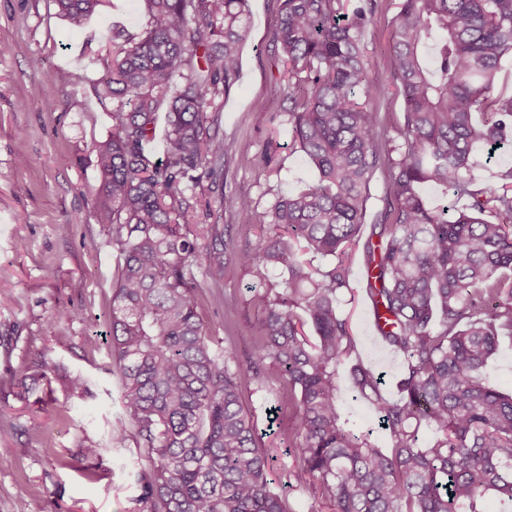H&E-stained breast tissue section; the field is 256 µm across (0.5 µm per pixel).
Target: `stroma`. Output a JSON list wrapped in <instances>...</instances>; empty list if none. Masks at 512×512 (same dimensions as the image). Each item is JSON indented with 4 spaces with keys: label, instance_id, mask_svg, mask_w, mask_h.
Masks as SVG:
<instances>
[{
    "label": "stroma",
    "instance_id": "obj_1",
    "mask_svg": "<svg viewBox=\"0 0 512 512\" xmlns=\"http://www.w3.org/2000/svg\"><path fill=\"white\" fill-rule=\"evenodd\" d=\"M378 3L367 60L371 76L386 88L379 112L392 127L404 110L390 63L400 0ZM279 4L248 0L240 76L220 114L224 186L205 181L196 189L215 206L225 196L252 199L248 213L222 206L224 233L241 245L278 196L316 177L288 124L286 79L274 45ZM116 22L140 33L146 25L140 0H104L80 29L58 15L52 0H0V512H132L128 472L146 462L135 438L123 448L109 445L123 417L104 338L120 254L107 242L95 253L82 246L83 238L103 235L95 147L112 132V104L94 87L107 69ZM272 140L278 148L267 167L261 159ZM244 156L255 166L241 165ZM364 285L362 267L353 263L355 296L343 298L340 310L360 339L361 358L390 378L401 360L379 352L371 338ZM263 288L244 269L226 268L223 287L200 292L207 334L221 346L248 351L257 322L251 298ZM58 308L75 315L55 319ZM44 350L54 373L20 385V373H33ZM76 375L87 382L85 396L64 388ZM243 403L274 457L272 489L286 494L293 512H330L315 486L292 477L301 455L289 438L294 412L277 378L260 390L247 385ZM90 443L99 446L98 455L82 456Z\"/></svg>",
    "mask_w": 512,
    "mask_h": 512
}]
</instances>
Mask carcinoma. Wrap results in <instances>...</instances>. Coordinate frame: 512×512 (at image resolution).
<instances>
[{"label":"carcinoma","instance_id":"carcinoma-1","mask_svg":"<svg viewBox=\"0 0 512 512\" xmlns=\"http://www.w3.org/2000/svg\"><path fill=\"white\" fill-rule=\"evenodd\" d=\"M101 2L53 0L74 29ZM142 2L144 30L112 31L95 87L112 102V133L96 146L98 218L123 256L105 336L148 462L130 472L134 512H292L269 488L272 458L242 402L269 368L295 411L294 478L318 486L332 512H483L487 496L512 507V395L484 376L512 340V167L484 186L471 176L475 145L512 136V94L492 95L512 53V0H402L391 67L405 108L393 136L370 107L385 96L365 55L376 0H281L288 122L318 177L277 197L244 245L207 223L214 213L191 193L204 180L224 186L213 125L237 80L248 0ZM379 170L387 202L364 238ZM424 184L467 210L430 207ZM301 241L332 263L312 270ZM356 246L379 339L402 358L392 391L339 311ZM228 265L267 283L252 296L257 336L244 358L215 350L200 314L199 290L224 287ZM275 270L287 276L269 281ZM346 364L385 447L342 416Z\"/></svg>","mask_w":512,"mask_h":512}]
</instances>
